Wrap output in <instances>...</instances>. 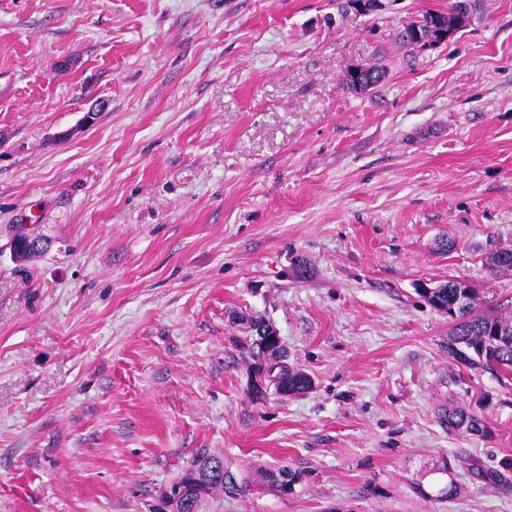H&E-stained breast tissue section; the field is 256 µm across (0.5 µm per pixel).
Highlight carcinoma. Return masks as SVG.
Wrapping results in <instances>:
<instances>
[{"label":"carcinoma","instance_id":"carcinoma-1","mask_svg":"<svg viewBox=\"0 0 512 512\" xmlns=\"http://www.w3.org/2000/svg\"><path fill=\"white\" fill-rule=\"evenodd\" d=\"M463 18L462 12H427L403 26L396 33V39L407 46L415 45L416 38L431 40L439 44L452 37ZM385 77L384 71L376 67L360 69V74L348 73L346 86L356 92L373 89ZM24 242L23 259L44 252L49 242L27 231L17 234ZM489 268L496 273L512 272V251L499 250L487 258ZM424 301L434 309L443 312L452 320L448 334V356L469 368L489 372L497 378H512V304L500 303L496 312L490 314L479 309L480 297L473 286L464 282L448 281L435 288L421 291ZM272 324L261 318L250 321L251 336L240 342L255 359L254 375L268 359H273V368L280 376L283 395H295L312 388L313 380L306 373L288 365L286 355L280 346L267 342L268 336L261 331L269 330ZM441 424L450 431H461L470 435H484L486 428L479 415L462 407L450 408L441 415ZM300 473L288 466L275 469L268 474L269 482L284 491L292 490ZM181 491L185 512H198L203 499L215 492L242 493L246 481L224 480V458L199 453L187 470L174 483Z\"/></svg>","mask_w":512,"mask_h":512}]
</instances>
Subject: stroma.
Instances as JSON below:
<instances>
[{"mask_svg": "<svg viewBox=\"0 0 512 512\" xmlns=\"http://www.w3.org/2000/svg\"><path fill=\"white\" fill-rule=\"evenodd\" d=\"M464 2L420 49L448 0H0V512H157L202 448L247 489L201 512H512V382L419 294L512 297V0ZM249 316L312 389L252 399ZM463 17L464 15L460 11L456 14L427 12L404 25L395 37L407 46L417 47L415 43L417 26L421 39H429L431 40L430 45H437L453 36ZM360 74L357 76L352 71L348 72L345 79L346 86L355 92H362L378 86L385 77L384 71L376 67L357 68ZM441 424L448 431H461L470 435L483 436L486 432L481 417L462 407L445 410L441 415Z\"/></svg>", "mask_w": 512, "mask_h": 512, "instance_id": "1", "label": "stroma"}]
</instances>
